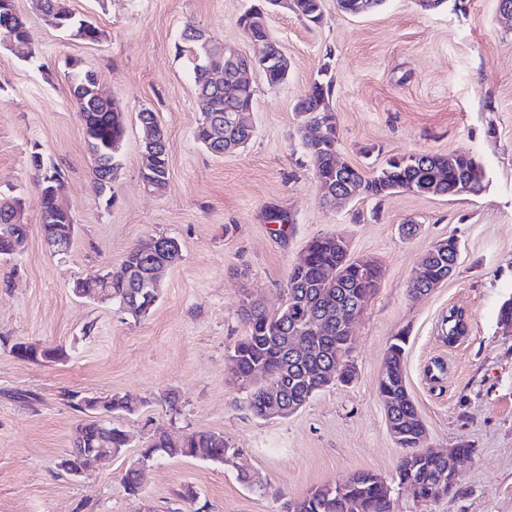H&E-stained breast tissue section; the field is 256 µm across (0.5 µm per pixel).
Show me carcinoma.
I'll return each mask as SVG.
<instances>
[{"label":"carcinoma","mask_w":512,"mask_h":512,"mask_svg":"<svg viewBox=\"0 0 512 512\" xmlns=\"http://www.w3.org/2000/svg\"><path fill=\"white\" fill-rule=\"evenodd\" d=\"M345 13L361 16L379 8L383 0H337ZM322 0H292L290 11L311 23L322 19ZM34 8L51 24L64 22L74 26L82 17L67 7L65 0H34ZM249 40L276 44L267 24H252L239 19ZM27 30L26 19L9 23L0 15V46L17 30ZM201 28L188 24L181 37L196 63L194 82L203 120L195 131V139L204 148L214 144L219 133L214 121L224 124V144L243 147L252 139L254 130L241 122L238 112L251 111L255 89L240 84L234 69L224 61L219 48L206 53L199 39ZM224 69V84L216 88L211 71ZM70 93L80 109L84 122L85 144L92 160V175L97 192L101 169L109 165L117 170L121 165V149L125 138L124 113L117 107L105 106L97 96L99 82L90 70L73 69L68 73ZM332 84L315 81L296 103L302 117L300 134L309 157L313 176L329 206L336 204V196L353 199L364 196L381 199L395 193L412 192L430 196H461L476 194L483 188L485 169L473 157L464 154L419 153L415 156L393 157L371 175L355 167L336 169V117L329 111ZM161 157L142 151L143 161L156 174L153 191L166 188L169 180L167 146H162ZM42 215H53L54 207L47 198H41ZM20 197L12 195L0 200V225L7 224L18 208ZM54 221H44V230L53 234L74 236V222L70 215L60 211ZM157 246L143 249L137 245L126 254L120 271L112 276V301L135 316L150 313L160 292L150 287L155 265L174 261L180 251L172 237L156 238ZM460 243L450 236L437 241L421 259L418 275L410 284L409 293L416 297L430 290V285L455 269ZM381 267L372 258L353 259L349 246L340 234H327L312 239L306 247L304 261L288 274L287 298L275 313L268 312L260 300L245 294L240 316L246 327V336L230 347L227 369L245 390L244 403L260 419H284L307 405L333 382L349 383L356 375L350 359V321L361 316L379 288ZM333 316L319 333L308 334L307 346L297 351L293 338L300 329L325 316ZM407 336L392 339L386 350L383 370L379 377V394L390 429L397 445L403 449L393 482L372 471H358L334 485L318 487L305 497L288 505V512H392V483L410 491L418 501H428L448 495L454 482H440L448 469V458L424 449L426 429L411 398L405 378L404 359ZM11 353L21 360L39 357L64 360L66 349L54 347L39 350L26 342H16ZM278 378L281 392L272 399L264 382ZM73 410L95 415L80 423L72 448L58 462L67 473L86 469L88 459L117 455L128 445L127 434L108 425L105 417L116 412L132 413L134 403L118 394L98 396L70 392L65 394ZM238 450L229 446L224 436L208 431H193L179 438L160 433L141 449L139 458L128 467L124 477L127 495L137 498L143 492L150 463L159 456L187 457L227 466L233 463Z\"/></svg>","instance_id":"1"}]
</instances>
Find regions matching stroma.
Listing matches in <instances>:
<instances>
[{"label": "stroma", "mask_w": 512, "mask_h": 512, "mask_svg": "<svg viewBox=\"0 0 512 512\" xmlns=\"http://www.w3.org/2000/svg\"><path fill=\"white\" fill-rule=\"evenodd\" d=\"M253 0H67L96 24L100 41L76 40L48 24L33 0L26 17L32 60L0 47V196L21 194L29 237L0 258V512H286L287 503L360 470L392 478L401 454L390 433L378 380L394 336L409 338L406 384L430 451L473 448L448 495L429 502L395 489L393 512H512V331L498 320L512 295V20L497 0H384L365 16L322 0L313 24L278 10L266 18L291 66L269 86L249 71L256 94L254 136L217 157L195 139L201 119L192 59L177 50L187 22L244 54L253 46L238 24ZM95 71L125 114L114 196H99L84 123L70 94V65ZM333 82L338 157L372 173L397 155L461 153L485 171L483 190L460 197L400 192L326 205L302 146L297 101L321 78ZM167 133L169 182L151 193L140 179L141 109ZM60 169L64 204L75 222L67 254L41 231L32 150ZM283 211L290 222L270 223ZM416 225L413 236L399 233ZM339 233L351 257L382 268L380 286L352 325L356 377L336 384L285 419L261 420L227 370L230 346L245 334L244 294L276 311L288 273L314 237ZM175 238L176 262L162 273V295L144 317L77 296L75 280L119 271L141 240ZM461 254L452 276L413 297L410 281L440 239ZM462 309L468 330L456 343L442 328ZM22 341L63 347V361L21 360ZM119 394L136 405L113 426L129 438L120 455L82 476L57 467L81 413L68 392ZM224 435L241 454L234 467L199 459L159 460L141 498L123 477L154 433ZM246 471L256 486L243 484ZM198 493L184 501L186 487Z\"/></svg>", "instance_id": "35a3bbf8"}]
</instances>
